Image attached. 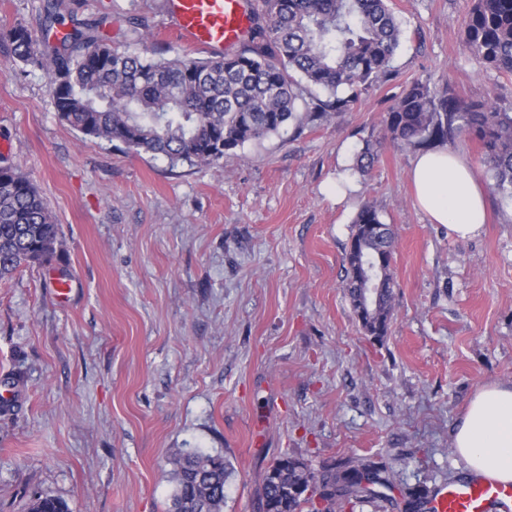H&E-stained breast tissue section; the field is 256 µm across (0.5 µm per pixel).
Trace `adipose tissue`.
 I'll return each instance as SVG.
<instances>
[{
  "label": "adipose tissue",
  "mask_w": 512,
  "mask_h": 512,
  "mask_svg": "<svg viewBox=\"0 0 512 512\" xmlns=\"http://www.w3.org/2000/svg\"><path fill=\"white\" fill-rule=\"evenodd\" d=\"M410 181L415 200L432 223L447 226L460 242L480 235L486 222L484 193L469 162L441 147L420 153ZM454 452L472 472L512 482V384L478 390L451 432Z\"/></svg>",
  "instance_id": "obj_1"
}]
</instances>
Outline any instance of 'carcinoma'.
<instances>
[{
  "label": "carcinoma",
  "instance_id": "obj_1",
  "mask_svg": "<svg viewBox=\"0 0 512 512\" xmlns=\"http://www.w3.org/2000/svg\"><path fill=\"white\" fill-rule=\"evenodd\" d=\"M65 0H45L44 25L63 22ZM250 45L220 59L167 57L145 23L133 30L139 49L120 51L99 25L81 24L56 42L26 26L0 30V49L23 66L45 70L61 120L79 133L118 142L170 165H208L250 141L293 127L329 121L350 110L368 87L394 77L392 62L402 29L389 0H259ZM469 53L485 67L512 74V0H474L465 23ZM313 88L328 93L307 110L296 102ZM399 147L451 146L462 136L478 141L493 198L512 201V106L498 98L465 100L444 87L406 84L385 119ZM59 226L30 179L0 166V278L46 263ZM394 236L378 206L363 202L355 216L345 285L353 313L370 336L387 334L396 281ZM383 279L376 308L362 317L360 286ZM176 483L168 512H224V487L234 469L222 455L173 457ZM367 461L317 475L304 460L283 455L267 470L261 512H344L345 506L387 498L391 484L377 468L362 481ZM312 488L304 495L300 487ZM28 512H68L51 496L31 500Z\"/></svg>",
  "mask_w": 512,
  "mask_h": 512
}]
</instances>
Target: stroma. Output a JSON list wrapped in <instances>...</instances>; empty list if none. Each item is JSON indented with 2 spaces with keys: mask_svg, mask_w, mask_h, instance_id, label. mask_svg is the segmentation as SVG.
I'll return each mask as SVG.
<instances>
[{
  "mask_svg": "<svg viewBox=\"0 0 512 512\" xmlns=\"http://www.w3.org/2000/svg\"><path fill=\"white\" fill-rule=\"evenodd\" d=\"M165 0H70L135 50L147 21L164 46ZM473 0H391L397 77L324 126L245 143L220 163L173 166L60 120L36 67L0 52V166L38 188L60 235L43 265L0 279V512L52 496L70 512H166L177 452L221 455L224 512H260L281 454L315 473L368 458L406 490L465 473L450 433L472 396L512 382V206L488 203L460 242L413 200L416 149L385 136L403 85L512 103V75L466 50ZM372 145L368 173L356 157ZM395 235V310L366 335L345 294L358 207ZM69 283L58 299L49 279Z\"/></svg>",
  "mask_w": 512,
  "mask_h": 512,
  "instance_id": "35a3bbf8",
  "label": "stroma"
}]
</instances>
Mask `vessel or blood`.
<instances>
[{
	"mask_svg": "<svg viewBox=\"0 0 512 512\" xmlns=\"http://www.w3.org/2000/svg\"><path fill=\"white\" fill-rule=\"evenodd\" d=\"M166 28L181 41L220 54L248 40L252 28L249 0H165ZM512 503V484L482 477H461L438 487L434 512H503Z\"/></svg>",
	"mask_w": 512,
	"mask_h": 512,
	"instance_id": "b4317fda",
	"label": "vessel or blood"
}]
</instances>
